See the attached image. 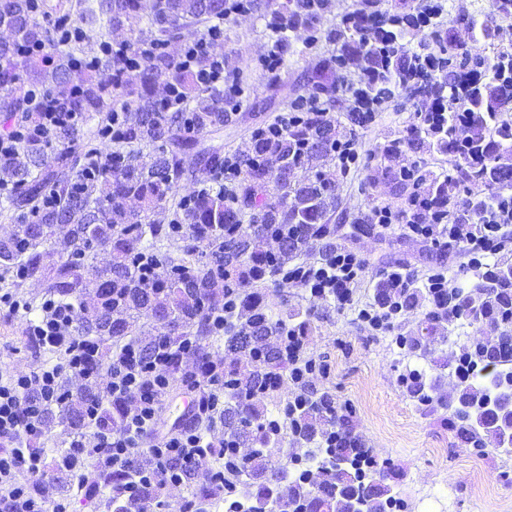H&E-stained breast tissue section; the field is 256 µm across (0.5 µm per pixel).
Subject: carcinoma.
I'll list each match as a JSON object with an SVG mask.
<instances>
[{
  "label": "carcinoma",
  "mask_w": 512,
  "mask_h": 512,
  "mask_svg": "<svg viewBox=\"0 0 512 512\" xmlns=\"http://www.w3.org/2000/svg\"><path fill=\"white\" fill-rule=\"evenodd\" d=\"M375 0H359L356 9L328 33L339 44L334 62L356 65L366 81L353 88L358 111L380 104L404 91L417 107L432 104L431 113L410 133L386 145L382 156L407 149L416 155L433 151L451 157L453 173L442 177L426 166L412 174L381 169L394 195H420L435 205L448 203L450 191L464 185L469 196L461 206L458 222L480 224L485 214L512 198V125L502 123L512 112V47L493 57L482 45L499 39L493 17L479 20L461 9L456 22L466 28L469 41H457L451 32L433 22L438 11L416 14L404 10L378 14ZM327 11L325 0H288L270 24L283 48L291 41L313 42V19ZM224 0H170L148 7L145 0H0V23L13 28V40L0 44V112H9L18 125L32 121L50 101L59 112H74L81 122L56 126L42 139L25 143L18 153L0 160V178L8 191L0 198V220L15 213L25 219L11 236L0 239V288H21L12 273L40 279L46 294L77 306V331L88 334L91 319L108 325L109 337L135 334L145 317L168 328L164 337L176 346L177 328L192 327L204 336L206 321L201 306L212 288H240V315L248 323H230L224 331L227 353L224 374L237 373L236 359L274 335L275 322L255 289L270 277V254L265 237L286 226L293 234L279 243L277 261L294 259L313 240L331 247L330 223L336 214L339 188L336 157L331 146L343 138L331 112L336 108V80L331 63L310 76L316 95L295 104L299 123L266 139H250L249 155L239 160L240 172L224 185L227 157L221 147L202 146L203 137L218 136L231 116L224 112V91L200 89L192 72L174 59V48L193 40L201 30L224 23ZM147 25L153 48L136 72H129L128 58L104 54L89 59L92 45L104 46L116 32L131 37L139 23ZM431 28L430 40L409 46L406 35ZM50 89L34 97L32 88ZM173 85L184 102L183 112L157 111V91ZM127 97L134 107L121 117V134L105 146L97 143L112 98ZM56 145L53 155L47 148ZM152 153L145 165L142 150ZM196 157L194 167L184 164ZM312 160L323 161L311 180L300 169ZM208 176V183L189 193L185 184ZM185 225L184 244L169 252L174 240L169 226ZM234 224L245 225L235 233ZM52 241L53 248L40 249ZM206 240L210 252L199 254L191 242ZM108 250L111 262L100 269L90 261L91 252ZM149 257L160 265L151 287L140 281L139 259ZM426 299L424 291L409 282L394 289H378V302L401 308L411 315ZM448 314H425V335L447 339L457 322L485 320L500 329L497 348L476 353L494 370L474 384L457 390L452 402L434 399L418 380L408 389L411 397L434 412L451 410V423L460 425L473 447L483 453L512 454V262L500 263L492 281L479 280L454 289L448 296ZM283 365L276 350L255 368L256 374ZM61 423L80 429L82 412L75 407L58 411ZM260 417L255 403L233 400L224 407V422L251 444L247 463L241 466L236 493L242 512H265L276 503L291 512H387L395 497L392 468L370 467L358 451L329 449L320 463L331 468L320 489L296 477L288 483L283 501L281 483L286 473L269 466L273 439L262 425L252 434V420ZM308 437L332 424L306 409L298 413ZM193 466L187 486L200 483L193 498L204 505L212 494L209 474ZM130 471L103 477L112 496L113 512H139L140 501L159 497L160 487L140 486V499L124 496Z\"/></svg>",
  "instance_id": "cac0c4a2"
}]
</instances>
